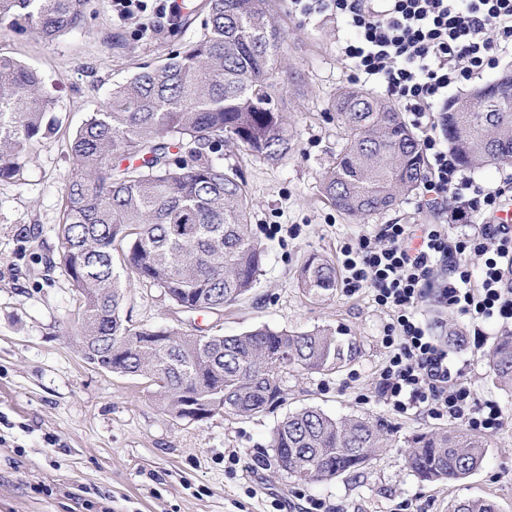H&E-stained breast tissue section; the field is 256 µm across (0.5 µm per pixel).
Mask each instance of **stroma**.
<instances>
[{"instance_id":"35a3bbf8","label":"stroma","mask_w":512,"mask_h":512,"mask_svg":"<svg viewBox=\"0 0 512 512\" xmlns=\"http://www.w3.org/2000/svg\"><path fill=\"white\" fill-rule=\"evenodd\" d=\"M93 8L89 30L52 42L0 34V52L38 71L61 120L55 134L32 145L18 175L0 177V512H306L314 503L320 512H449L464 498L491 499L512 512V394L495 383L488 360L501 324L484 323L482 340L468 335L460 364L476 401L497 402L504 423L486 432L480 469L460 482L429 483L407 468V439L451 423L398 413L381 397L387 312L365 291L314 304L298 286L310 255L334 259L344 240L376 225L434 219L412 195L355 223L323 195V176L343 145L330 104L355 84L341 55L352 32L336 17L302 22L279 10L288 55L304 78L303 95L289 105L295 140L288 156L271 164L230 142L220 151L224 166L245 175L253 234L267 248L255 288L223 316L191 318L174 314L161 289L127 279L123 310L134 323L162 330L193 323L227 335L262 325L324 327L354 344L355 356L332 371H289L275 411L250 419L220 412L197 422L172 418L143 380L86 363L77 347V294L60 267L43 263L61 251L71 139L113 88L167 56L162 36L143 32L141 17L118 19L112 0H93ZM270 224L283 225V233L270 236ZM309 406L383 419L392 429L387 448L358 471L298 482L278 466L269 441L286 414Z\"/></svg>"}]
</instances>
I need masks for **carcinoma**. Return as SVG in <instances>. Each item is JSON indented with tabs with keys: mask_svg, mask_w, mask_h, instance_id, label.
<instances>
[{
	"mask_svg": "<svg viewBox=\"0 0 512 512\" xmlns=\"http://www.w3.org/2000/svg\"><path fill=\"white\" fill-rule=\"evenodd\" d=\"M88 0H0V31L24 30L53 40L85 24ZM276 0H206L199 36L184 41L188 19L164 35V62L114 88L106 106L75 133L73 167L62 193L63 266L78 296L79 347L98 369L135 376L157 388L164 408L185 419L193 401L209 414L252 417L282 401L288 370H334L354 351L330 328L288 332L268 326L235 334L138 325L123 315L120 255L127 276L159 288L188 314H218L247 295L266 248L255 238L253 203L242 173L212 158L228 139L270 163L291 151L285 112L301 74L288 68L287 36ZM344 146L323 177L324 197L361 221L416 192L427 178L419 144L388 98L340 90L331 104ZM38 74L0 55V176L20 173L30 146L58 121ZM448 144L465 169L512 165V94L487 85L444 116ZM314 303L336 293L333 261L309 258L298 272ZM174 336L170 344L152 336ZM497 384L512 391V334L490 354ZM387 425L367 417L334 418L309 407L286 415L270 448L279 466L304 483L367 466L385 446ZM407 468L425 482H458L477 471L486 443L463 428L426 431L407 440ZM452 512H498L490 499H462Z\"/></svg>",
	"mask_w": 512,
	"mask_h": 512,
	"instance_id": "1",
	"label": "carcinoma"
}]
</instances>
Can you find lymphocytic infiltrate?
<instances>
[{
  "instance_id": "1",
  "label": "lymphocytic infiltrate",
  "mask_w": 512,
  "mask_h": 512,
  "mask_svg": "<svg viewBox=\"0 0 512 512\" xmlns=\"http://www.w3.org/2000/svg\"><path fill=\"white\" fill-rule=\"evenodd\" d=\"M292 13L343 19L356 38L342 48L354 79L373 82L411 112L428 177L420 202L443 224H380L340 248L341 288L369 291L389 310L381 395L398 412L418 409L472 430L503 423L498 405L477 404L462 369L419 306L466 316L474 335L489 319L512 323V226L493 223L512 204V172L499 183L467 176L444 145L441 106L449 87L512 54V0H290ZM481 259L471 267L468 256Z\"/></svg>"
}]
</instances>
